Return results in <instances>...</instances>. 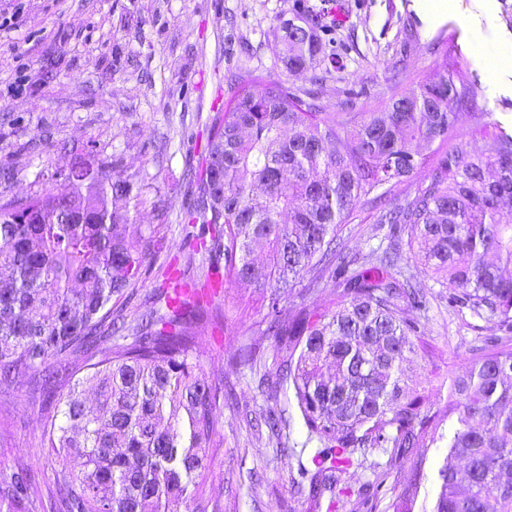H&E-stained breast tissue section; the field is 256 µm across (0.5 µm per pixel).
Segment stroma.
Listing matches in <instances>:
<instances>
[{
    "instance_id": "stroma-1",
    "label": "stroma",
    "mask_w": 512,
    "mask_h": 512,
    "mask_svg": "<svg viewBox=\"0 0 512 512\" xmlns=\"http://www.w3.org/2000/svg\"><path fill=\"white\" fill-rule=\"evenodd\" d=\"M309 11L325 14L328 24L320 37L333 65L320 88L323 103L338 105L354 91L357 111H369L392 79L405 86L427 82L449 52L466 61L454 71L455 83L478 89L458 113V144L471 153L482 149L476 121L483 112L512 132V63L503 60L512 55V0H452L437 15L426 11L424 0H0L6 21L0 26V168L13 173L10 193L50 190L51 173L69 164L70 148L79 143L103 158L121 155L134 169L147 165L166 196L164 248L139 285V299L124 310L126 322L148 310L144 297L164 287L167 265L203 281L207 258L187 263L181 248L191 192L186 170L230 95L231 76L255 71L296 91L308 87L307 76L289 73L278 59L274 34L281 21ZM401 47L405 69L395 77L382 62ZM146 149L153 154L147 164ZM376 218L372 203L358 208L343 230L351 252L379 245L384 233ZM410 272L433 295L426 337L437 349L434 361L417 363L416 374H463L482 334L479 319L450 308L422 268ZM213 305L219 315L206 326L195 355L205 374L232 394L219 410L224 443L209 473L213 497L224 512H326V505L296 494L290 482L298 468L295 449L308 457L315 451L292 391L261 392L254 370L231 363L244 347L272 358L259 293L228 282ZM61 396L37 388L30 374L0 382V462L30 470L34 512H47L55 500L61 463L45 448L43 431L46 408ZM267 406L288 412L287 451L273 452L266 427L253 421Z\"/></svg>"
}]
</instances>
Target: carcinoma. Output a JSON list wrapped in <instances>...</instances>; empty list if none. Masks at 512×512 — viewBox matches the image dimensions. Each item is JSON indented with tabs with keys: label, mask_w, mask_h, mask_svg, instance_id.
I'll use <instances>...</instances> for the list:
<instances>
[{
	"label": "carcinoma",
	"mask_w": 512,
	"mask_h": 512,
	"mask_svg": "<svg viewBox=\"0 0 512 512\" xmlns=\"http://www.w3.org/2000/svg\"><path fill=\"white\" fill-rule=\"evenodd\" d=\"M309 32L280 24L276 50L288 72L310 74L294 92L252 71L234 90L209 132L207 157L189 169L198 191L187 205L184 246L203 248L210 276L248 283L268 301L266 335L279 363L260 378L294 397L318 443L311 467L299 464L303 488L329 507L356 496L354 512H415L409 487L391 481L413 448H448L437 468L439 491L422 512H512V133L480 115L481 155L457 145L456 113L477 95L456 85L448 60L433 78L397 84L371 112H331L316 86L329 76L315 32L322 17L298 16ZM75 159L93 167L72 179L51 175L54 190L28 196L0 191V372L35 373L42 388L68 384L46 410L45 438L63 461L54 484L63 512H223L210 494L209 449L220 448L218 410L224 388L202 376L195 358L200 329L216 317L201 300H174L158 288L152 309L135 323L122 310L164 247L152 226L126 237L117 205L166 216L165 199L145 169L128 170L89 147ZM427 173L409 191L417 169ZM371 200L376 223L390 227L383 251L350 253L343 226ZM266 250L263 263L251 258ZM409 253L448 289V304L487 323L490 335L470 352L462 376L448 377L444 410L431 380L407 364L429 356L422 313L427 294L406 276ZM307 282L340 290L336 309H302L287 323L280 301ZM95 389V404L82 397ZM268 444L288 443V417H261ZM370 464L373 479L354 491L341 475ZM31 475L0 466V505L30 512Z\"/></svg>",
	"instance_id": "cac0c4a2"
}]
</instances>
